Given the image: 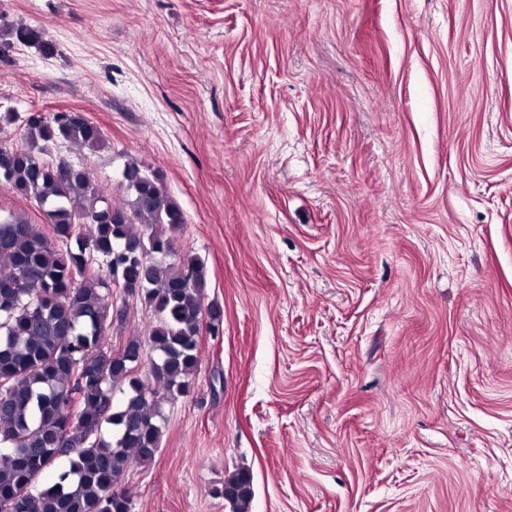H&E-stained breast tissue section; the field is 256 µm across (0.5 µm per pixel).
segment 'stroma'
<instances>
[{"label":"stroma","instance_id":"stroma-1","mask_svg":"<svg viewBox=\"0 0 512 512\" xmlns=\"http://www.w3.org/2000/svg\"><path fill=\"white\" fill-rule=\"evenodd\" d=\"M0 142L159 175L220 336L132 512H512V0H0ZM156 316L128 300L109 344ZM1 31H4V34L15 39L18 43L28 42L30 45H37L44 54L51 55L55 52L54 44L45 39L42 32L36 29L24 25L6 23L3 27L1 26ZM216 493L224 497L233 512H246L253 497L252 476L249 471L238 470L227 478Z\"/></svg>","mask_w":512,"mask_h":512}]
</instances>
